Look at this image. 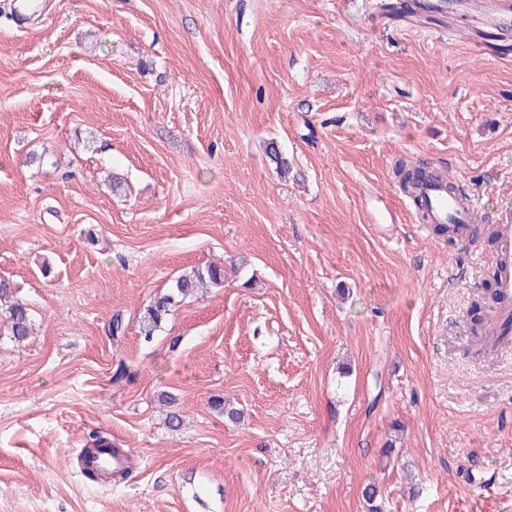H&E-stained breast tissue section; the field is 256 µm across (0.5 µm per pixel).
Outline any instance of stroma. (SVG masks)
<instances>
[{"instance_id":"1","label":"stroma","mask_w":512,"mask_h":512,"mask_svg":"<svg viewBox=\"0 0 512 512\" xmlns=\"http://www.w3.org/2000/svg\"><path fill=\"white\" fill-rule=\"evenodd\" d=\"M471 25L48 0L22 29L0 0V277L34 320L0 339V512H368L370 483L383 512H512V343L473 334L495 240L415 223L392 174L424 163L512 213V59L475 56ZM210 264L223 287L144 342L143 308ZM94 431L134 454L124 484L78 468Z\"/></svg>"}]
</instances>
